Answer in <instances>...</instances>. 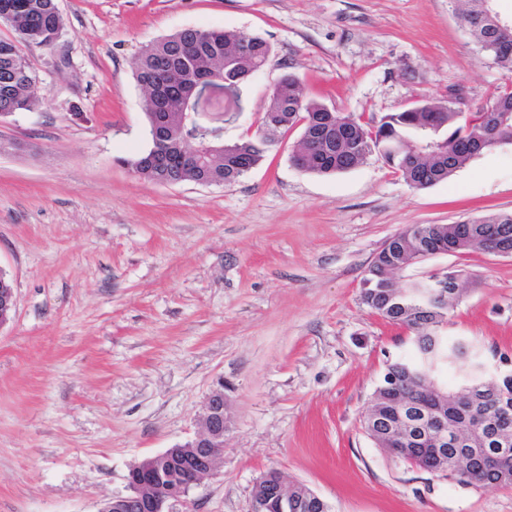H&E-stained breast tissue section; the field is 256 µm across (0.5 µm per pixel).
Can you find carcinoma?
I'll return each mask as SVG.
<instances>
[{
  "label": "carcinoma",
  "instance_id": "obj_1",
  "mask_svg": "<svg viewBox=\"0 0 512 512\" xmlns=\"http://www.w3.org/2000/svg\"><path fill=\"white\" fill-rule=\"evenodd\" d=\"M462 20L475 46L502 69L512 72V50L494 45L492 26L497 11L485 0H461ZM0 22L14 32L0 38V112L31 111L39 103L35 93L36 75L25 50L48 49L66 24L56 0H0ZM242 33L233 30H208L200 34L181 30L147 44L135 62L136 80L147 78L165 88L170 101V135L162 150L171 157L176 175L184 182L210 178L230 185L246 169L257 166L265 157L269 143L259 136L238 142L225 151L210 150L195 166L183 162L185 147L208 144L211 137L195 133L182 124L181 113L195 111L194 104L178 105L177 97L185 82L215 75L224 68V49L239 41ZM274 123L286 133L301 128L300 141H312L315 151L304 171L318 175L345 172L379 154L413 188H426L448 180L475 157L502 145H512V90H505L475 112H463L449 101L423 100L412 111L402 110L383 116L378 124L352 115L334 112L309 98L299 78L290 74L279 91L269 96L263 124ZM138 177L158 181L157 171L140 164V158L124 160ZM494 232L512 241V213H488L453 224H415L394 235L388 250L372 263L363 279L362 300L390 322L407 328L412 335L440 332L448 309L460 293L445 305L426 302L418 296L401 294L390 287L393 276L403 270L405 255L423 249L432 254L484 250L483 241ZM417 369L411 358L389 362L387 373L374 393L372 408L382 418L373 429H365L375 444L391 451L385 436L387 424L396 420V405L405 394L448 413V426L465 427L493 416L492 406L482 404L461 413L443 402L440 394L425 389L410 376ZM403 459L428 470L450 473L457 483L475 488L486 485L512 486V466L494 478L475 473L462 461L444 456L430 445L413 448Z\"/></svg>",
  "mask_w": 512,
  "mask_h": 512
}]
</instances>
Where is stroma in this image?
Listing matches in <instances>:
<instances>
[{
	"label": "stroma",
	"mask_w": 512,
	"mask_h": 512,
	"mask_svg": "<svg viewBox=\"0 0 512 512\" xmlns=\"http://www.w3.org/2000/svg\"><path fill=\"white\" fill-rule=\"evenodd\" d=\"M58 48L27 50L40 104L0 124V512H97L142 459L194 437L208 394L228 407L218 470L173 512H251L269 470L330 512H512L384 452L362 418L408 330L366 306L362 280L412 224L512 211V145L446 182L410 187L380 155L322 176L290 161L299 131L230 185L167 186L128 159L152 145L134 63L185 28L273 48L225 103L224 141L260 133L290 72L329 109L380 120L455 93L476 111L512 83L449 0H56ZM453 272L443 333L512 359V258L437 254L401 281Z\"/></svg>",
	"instance_id": "obj_1"
}]
</instances>
